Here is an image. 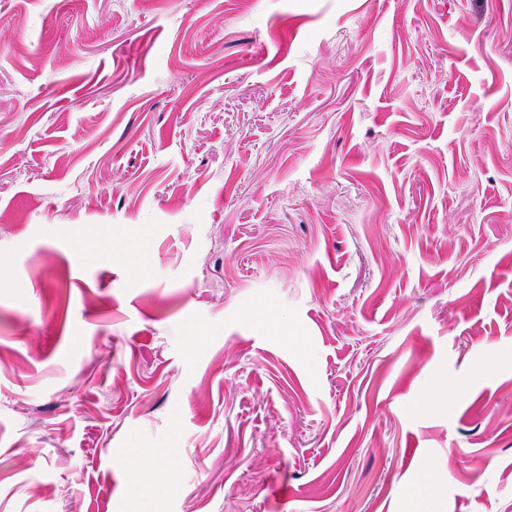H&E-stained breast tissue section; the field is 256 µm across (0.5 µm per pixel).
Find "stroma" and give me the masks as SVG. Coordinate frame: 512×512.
<instances>
[{"label":"stroma","instance_id":"35a3bbf8","mask_svg":"<svg viewBox=\"0 0 512 512\" xmlns=\"http://www.w3.org/2000/svg\"><path fill=\"white\" fill-rule=\"evenodd\" d=\"M133 501L512 512V0H0V512Z\"/></svg>","mask_w":512,"mask_h":512}]
</instances>
